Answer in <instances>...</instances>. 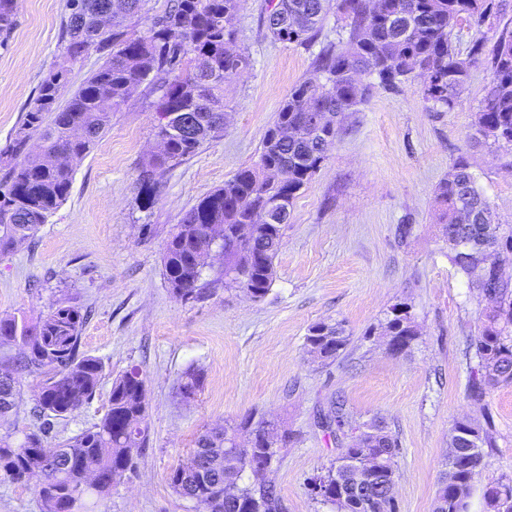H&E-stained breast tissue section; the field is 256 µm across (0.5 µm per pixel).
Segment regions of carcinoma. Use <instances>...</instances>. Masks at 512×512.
Returning <instances> with one entry per match:
<instances>
[{
	"instance_id": "carcinoma-1",
	"label": "carcinoma",
	"mask_w": 512,
	"mask_h": 512,
	"mask_svg": "<svg viewBox=\"0 0 512 512\" xmlns=\"http://www.w3.org/2000/svg\"><path fill=\"white\" fill-rule=\"evenodd\" d=\"M148 0H69L62 30L63 54L69 64L84 61L89 51L101 63L73 93L58 104L68 69L50 73L19 127L6 157L8 172L0 180V254L30 239L67 199L71 162L86 156L110 127L112 112L134 86L150 80L151 109L158 150L140 166L143 184L155 182L167 169L194 156L220 137L226 124V85L249 66L237 42L233 20L242 0H168L147 34L135 36L132 20ZM331 0H269L267 33L276 41L310 43ZM379 10L373 0H337L349 20L346 43L329 45L316 59L315 73L295 85L281 101L276 120L264 137L257 161L213 190L174 225L163 254L164 275L180 299H200V261L222 245L224 288L241 289L254 299L265 297L275 277L274 260L282 225L266 220L268 208L282 200L287 209L325 160L346 113L368 100L378 85L397 89L418 82L432 108L452 110L466 85L471 66L486 55L485 41L475 38L462 58L450 43L461 22L481 31L501 21L509 0H386ZM112 14L103 31L101 16ZM17 25L15 0H0V46ZM490 91L476 115L475 131L486 141L512 146V29L503 28L489 61ZM316 112L311 122L306 113ZM40 150L28 151L32 135ZM288 172V180L281 179ZM435 201L450 259L491 308L485 313L469 348L477 359L468 395L481 400L487 391L512 383V280L490 267L487 255L512 260V227L495 222L493 209L475 184L466 160H459L439 184ZM84 315L60 301L35 324L0 318V346L15 344V357L0 362V421L19 407L17 375L39 379L41 413L62 417L87 403L96 392L104 365L80 351ZM389 335L407 350L417 332L407 311L389 318ZM349 341L341 324L319 322L309 328L306 352L314 361L336 359ZM202 369L188 367L177 395L183 402L197 396ZM146 389L136 369L112 380L109 408L93 427L54 443L48 429L0 432V477L25 485L38 479L42 512H75L96 506L130 471L132 451L145 447ZM323 426L356 432L353 445L319 476V497L338 512H397L387 484L395 477L400 445L377 420L353 425L344 402L333 404ZM448 472L438 489L433 512H469V498L491 445L480 424L465 419L451 430ZM290 436L279 422L250 413L237 423L201 434L190 462L169 477L173 490L194 502L197 512H279L280 498L264 479L265 464L288 446Z\"/></svg>"
}]
</instances>
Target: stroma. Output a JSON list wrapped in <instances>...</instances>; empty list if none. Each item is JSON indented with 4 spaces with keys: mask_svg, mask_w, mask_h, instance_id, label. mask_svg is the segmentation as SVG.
<instances>
[{
    "mask_svg": "<svg viewBox=\"0 0 512 512\" xmlns=\"http://www.w3.org/2000/svg\"><path fill=\"white\" fill-rule=\"evenodd\" d=\"M267 5L244 0L235 21L250 66L226 88L230 122L221 137L143 186L140 162L156 143L149 87L138 86L113 112L106 134L74 162L67 200L32 239L0 254V318L33 323L69 300L88 315L81 352L104 365L94 397L53 419L50 437L62 442L98 423L113 378L135 368L147 392V443L95 512H196L170 487V472L189 460L199 434L253 411L277 418L291 434L268 474L281 512H333L312 482L350 442L320 425L340 399L356 422L380 419L397 437L398 512H433L451 429L469 418L493 442L470 498V512H485V486L512 478V385L478 403L467 395L475 365L467 345L487 303L449 258L434 192L466 157L498 223L512 225V148L474 136L490 89L487 62L472 66L453 110H430L411 83L375 89L348 114L293 202L264 298L225 289L218 259L203 270L206 293L198 300L177 299L163 275L173 226L256 160L281 101L313 74L323 47L344 35V20L332 10L309 46L274 40L264 23ZM16 14L18 25L0 46V151L43 79L64 62L67 0H16ZM396 305L418 331L399 355L384 334ZM318 322L342 324L349 336L336 360L322 364L305 351ZM192 364L202 367L204 382L185 404L177 384Z\"/></svg>",
    "mask_w": 512,
    "mask_h": 512,
    "instance_id": "1",
    "label": "stroma"
}]
</instances>
